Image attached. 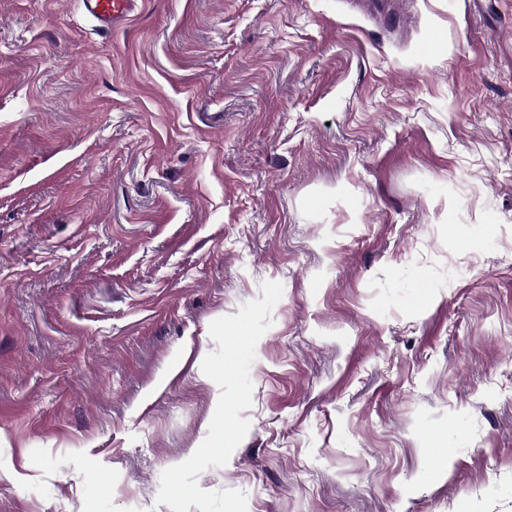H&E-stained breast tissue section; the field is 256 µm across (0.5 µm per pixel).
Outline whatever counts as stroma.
<instances>
[{
    "instance_id": "35a3bbf8",
    "label": "stroma",
    "mask_w": 512,
    "mask_h": 512,
    "mask_svg": "<svg viewBox=\"0 0 512 512\" xmlns=\"http://www.w3.org/2000/svg\"><path fill=\"white\" fill-rule=\"evenodd\" d=\"M267 281L203 490L512 512V0H0V512H171ZM142 0H83L85 12L101 32L137 16Z\"/></svg>"
}]
</instances>
